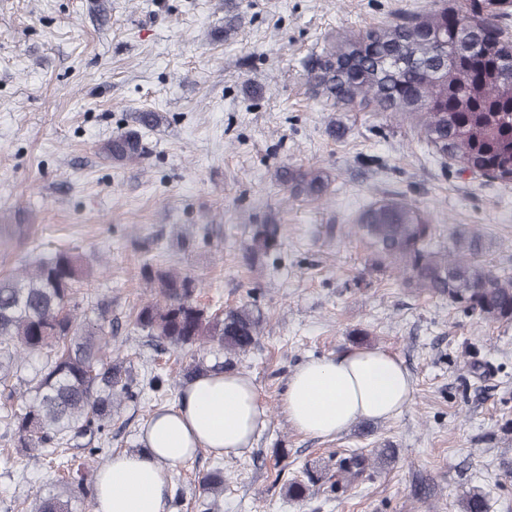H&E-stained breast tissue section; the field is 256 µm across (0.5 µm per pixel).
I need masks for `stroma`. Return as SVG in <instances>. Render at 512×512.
<instances>
[{"label":"stroma","mask_w":512,"mask_h":512,"mask_svg":"<svg viewBox=\"0 0 512 512\" xmlns=\"http://www.w3.org/2000/svg\"><path fill=\"white\" fill-rule=\"evenodd\" d=\"M243 16L220 37L224 0H0V274L57 249L84 254L86 296L109 295L120 330L112 356L135 378L170 375L202 350L160 349L130 314L149 296L144 260L191 275L205 307L257 304L266 316L235 366L267 410L252 448L202 450L171 467L179 512H198V477L220 467L215 512H462L463 493L512 512V324L488 323L421 295L401 273L374 268L350 233L359 211L397 194L427 210L437 239L478 231L481 258L512 273V184L436 158L401 114L348 110L316 95L315 56L430 0H233ZM143 131V158L112 162L102 148ZM344 134L332 138L330 124ZM325 168L332 183L310 201L279 186L282 166ZM24 221L23 235L13 225ZM258 224H278L270 253L252 252ZM398 356L412 398L387 420L333 438L296 431L281 407L303 362L360 346ZM165 397L142 390L115 416L110 450H141L140 431ZM392 444L396 459L346 492L316 483L291 501L284 483L351 448ZM0 512H35L59 476L80 477V449L43 465L0 439Z\"/></svg>","instance_id":"obj_1"}]
</instances>
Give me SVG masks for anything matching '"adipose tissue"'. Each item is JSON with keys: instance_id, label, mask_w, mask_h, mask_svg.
Instances as JSON below:
<instances>
[{"instance_id": "ef3b65f1", "label": "adipose tissue", "mask_w": 512, "mask_h": 512, "mask_svg": "<svg viewBox=\"0 0 512 512\" xmlns=\"http://www.w3.org/2000/svg\"><path fill=\"white\" fill-rule=\"evenodd\" d=\"M412 393L411 377L396 355L358 348L301 364L288 379L282 409L298 432L333 437L357 420L396 416ZM265 415L250 377L233 370L198 375L174 406L150 416L141 451L114 452L96 470L95 512H167L169 467L202 449L226 457L243 453Z\"/></svg>"}]
</instances>
